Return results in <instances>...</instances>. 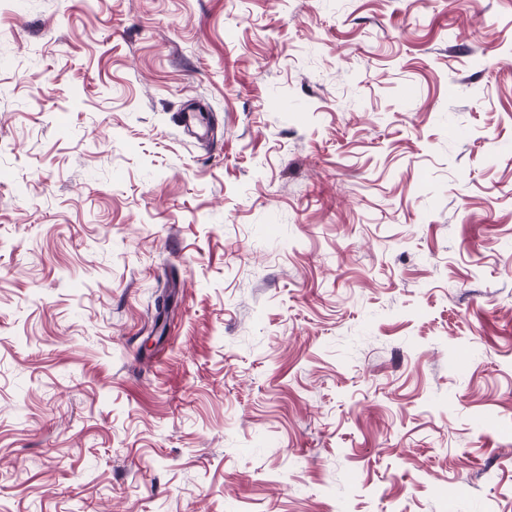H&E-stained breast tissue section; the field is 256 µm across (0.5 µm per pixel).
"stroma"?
I'll list each match as a JSON object with an SVG mask.
<instances>
[{
  "instance_id": "1",
  "label": "stroma",
  "mask_w": 512,
  "mask_h": 512,
  "mask_svg": "<svg viewBox=\"0 0 512 512\" xmlns=\"http://www.w3.org/2000/svg\"><path fill=\"white\" fill-rule=\"evenodd\" d=\"M0 512H512V0H0Z\"/></svg>"
}]
</instances>
